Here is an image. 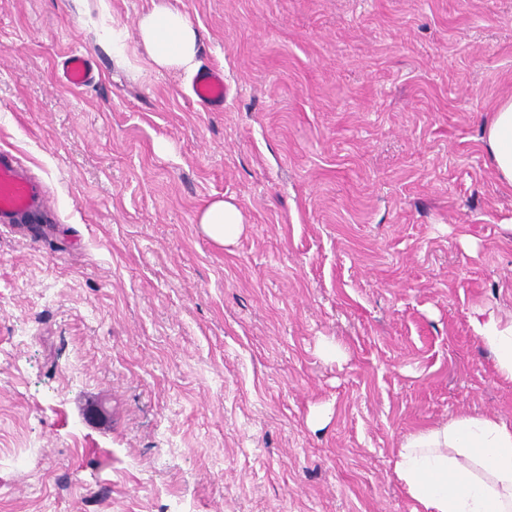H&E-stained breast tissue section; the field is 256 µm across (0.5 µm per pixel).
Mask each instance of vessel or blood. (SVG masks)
I'll return each instance as SVG.
<instances>
[{"mask_svg":"<svg viewBox=\"0 0 512 512\" xmlns=\"http://www.w3.org/2000/svg\"><path fill=\"white\" fill-rule=\"evenodd\" d=\"M64 81L75 87H84L96 77L90 59L82 54H69L62 66ZM193 92L199 102L212 109L224 105V73L215 67H204L193 82ZM44 191L41 184L30 177L14 156L0 152V218L13 223L31 221L43 209Z\"/></svg>","mask_w":512,"mask_h":512,"instance_id":"vessel-or-blood-1","label":"vessel or blood"}]
</instances>
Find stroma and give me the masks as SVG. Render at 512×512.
<instances>
[{"mask_svg": "<svg viewBox=\"0 0 512 512\" xmlns=\"http://www.w3.org/2000/svg\"><path fill=\"white\" fill-rule=\"evenodd\" d=\"M166 2L223 108L115 55L153 0H0V150L49 212L0 227V512H414L403 437L512 423L468 319L512 316V0ZM64 81L75 87H84L95 80L96 74L90 59L82 54L71 53L63 62ZM193 92L202 104L221 109L224 106V72L215 67H204L193 82ZM484 128V142L502 182L512 185V95L505 96ZM198 222L209 238L223 245L235 242L244 230L241 211L223 199L208 203L200 212Z\"/></svg>", "mask_w": 512, "mask_h": 512, "instance_id": "obj_1", "label": "stroma"}]
</instances>
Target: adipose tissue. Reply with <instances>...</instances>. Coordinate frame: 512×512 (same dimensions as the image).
I'll use <instances>...</instances> for the list:
<instances>
[{"instance_id":"1","label":"adipose tissue","mask_w":512,"mask_h":512,"mask_svg":"<svg viewBox=\"0 0 512 512\" xmlns=\"http://www.w3.org/2000/svg\"><path fill=\"white\" fill-rule=\"evenodd\" d=\"M136 30L137 48L153 70L197 71L201 34L186 13L162 2L139 16ZM484 142L499 180L512 185V95L496 106ZM198 222L223 245L244 230L241 211L222 199L208 203ZM469 320L497 375L512 381V320L490 307L473 308ZM394 474L420 512H512V424L486 414L452 416L406 436Z\"/></svg>"}]
</instances>
